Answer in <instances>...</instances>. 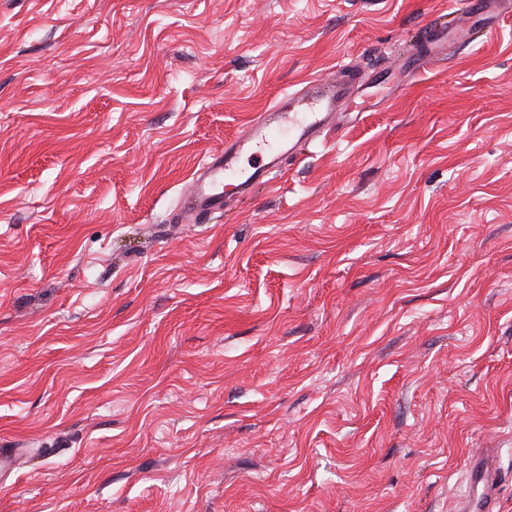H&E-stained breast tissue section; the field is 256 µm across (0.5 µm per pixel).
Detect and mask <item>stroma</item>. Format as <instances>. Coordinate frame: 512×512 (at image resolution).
<instances>
[{
  "mask_svg": "<svg viewBox=\"0 0 512 512\" xmlns=\"http://www.w3.org/2000/svg\"><path fill=\"white\" fill-rule=\"evenodd\" d=\"M452 0H0V512H453L512 470V16L219 224L252 113ZM462 471L467 490L454 502V510L498 512L500 488L506 478L499 465L498 450L473 452L465 460Z\"/></svg>",
  "mask_w": 512,
  "mask_h": 512,
  "instance_id": "35a3bbf8",
  "label": "stroma"
}]
</instances>
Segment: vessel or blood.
<instances>
[{"label":"vessel or blood","mask_w":512,"mask_h":512,"mask_svg":"<svg viewBox=\"0 0 512 512\" xmlns=\"http://www.w3.org/2000/svg\"><path fill=\"white\" fill-rule=\"evenodd\" d=\"M460 5L462 21L426 28L416 48L399 54L392 67L366 76L339 67L328 76L307 80L302 89L289 94L287 103L252 114L243 130L193 176L179 201L177 218L198 223L223 214L234 198L256 184L270 183L313 143L373 111L380 103L379 89L394 91L446 62L453 48L471 43L476 33L493 32L496 18L512 13V0H460ZM245 157L254 161L247 169L241 165ZM462 471L467 490L456 499L455 512H498L505 474L497 449L473 452Z\"/></svg>","instance_id":"obj_1"}]
</instances>
